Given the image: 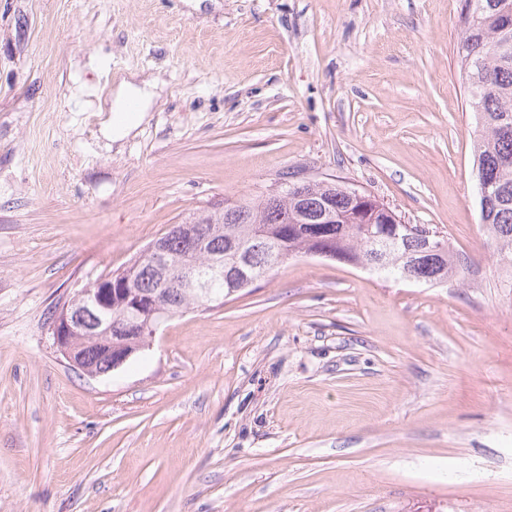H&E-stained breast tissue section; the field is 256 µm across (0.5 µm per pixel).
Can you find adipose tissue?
I'll return each mask as SVG.
<instances>
[{
    "label": "adipose tissue",
    "instance_id": "obj_1",
    "mask_svg": "<svg viewBox=\"0 0 512 512\" xmlns=\"http://www.w3.org/2000/svg\"><path fill=\"white\" fill-rule=\"evenodd\" d=\"M156 86L153 79L139 84L127 78L121 79L112 91V115L104 127L105 132L117 140L136 130L146 117Z\"/></svg>",
    "mask_w": 512,
    "mask_h": 512
}]
</instances>
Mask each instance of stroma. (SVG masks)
<instances>
[{"label":"stroma","mask_w":512,"mask_h":512,"mask_svg":"<svg viewBox=\"0 0 512 512\" xmlns=\"http://www.w3.org/2000/svg\"><path fill=\"white\" fill-rule=\"evenodd\" d=\"M464 0H0V512H512V267L485 232ZM160 84L104 136L127 74ZM332 178L467 259L316 256L92 378L59 304L172 225Z\"/></svg>","instance_id":"stroma-1"}]
</instances>
